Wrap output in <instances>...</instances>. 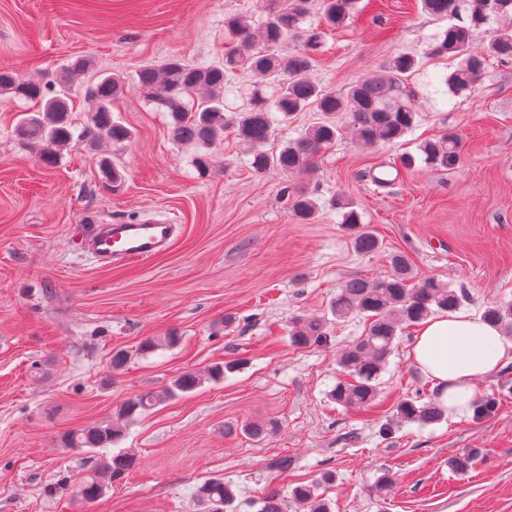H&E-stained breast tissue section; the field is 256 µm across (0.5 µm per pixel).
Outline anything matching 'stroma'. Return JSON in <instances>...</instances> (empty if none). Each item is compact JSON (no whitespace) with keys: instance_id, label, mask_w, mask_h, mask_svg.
I'll return each instance as SVG.
<instances>
[{"instance_id":"obj_1","label":"stroma","mask_w":512,"mask_h":512,"mask_svg":"<svg viewBox=\"0 0 512 512\" xmlns=\"http://www.w3.org/2000/svg\"><path fill=\"white\" fill-rule=\"evenodd\" d=\"M284 4L0 0V70L50 79L88 59L71 93L84 126L98 76L129 78L171 55L217 63L225 16L257 26ZM448 25L421 0H358L353 18L326 32L312 76L342 90L416 53L420 66L408 79L416 123L394 146L365 148L343 132L309 172L292 176L252 172L229 131L200 174L199 148L173 141L168 114L129 81L112 117L131 139L64 147L48 168L12 133L34 102L0 96V512H202L195 488L211 477L233 484L244 504L278 493L284 512H296L298 485L313 486L331 512H512V363L482 383L497 400L490 414L452 411L422 426L394 407L434 392L412 362L413 329L388 359L375 412L330 396L337 354L363 334L362 319L333 322L320 347L288 343L294 318L328 314L343 281L387 274L398 250L418 274L465 289L468 311L512 303V64L490 62L475 90L453 92L445 79L455 61L426 54ZM447 133L460 142L454 166L416 162L384 190L370 181L374 166L398 164ZM104 157L124 175L120 190L103 184ZM300 189L321 203L307 224L288 209L287 192ZM335 194L354 201L382 243L377 253L353 249L341 214L325 204ZM128 219L169 220L179 230L166 252L124 267H100L76 248L79 225ZM171 330L180 344L139 353L142 340ZM118 350L128 358L116 369ZM236 359L241 369L224 381L204 382L127 426L111 450L133 449L135 467L98 502L77 495V482L97 476L111 450L65 447V433L111 419L127 398L182 371ZM270 419L279 429L266 440L241 430ZM474 448L476 463L456 472L452 459ZM385 474L394 485L380 498L373 488Z\"/></svg>"}]
</instances>
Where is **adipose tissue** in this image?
<instances>
[{
    "instance_id": "adipose-tissue-1",
    "label": "adipose tissue",
    "mask_w": 512,
    "mask_h": 512,
    "mask_svg": "<svg viewBox=\"0 0 512 512\" xmlns=\"http://www.w3.org/2000/svg\"><path fill=\"white\" fill-rule=\"evenodd\" d=\"M411 358L442 405L463 409L481 398V380L512 361V336L460 308L422 324Z\"/></svg>"
}]
</instances>
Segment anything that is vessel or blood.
<instances>
[{
	"instance_id": "1",
	"label": "vessel or blood",
	"mask_w": 512,
	"mask_h": 512,
	"mask_svg": "<svg viewBox=\"0 0 512 512\" xmlns=\"http://www.w3.org/2000/svg\"><path fill=\"white\" fill-rule=\"evenodd\" d=\"M175 224L162 220L95 224L82 235V251L103 267H121L149 260L165 252L175 235Z\"/></svg>"
}]
</instances>
